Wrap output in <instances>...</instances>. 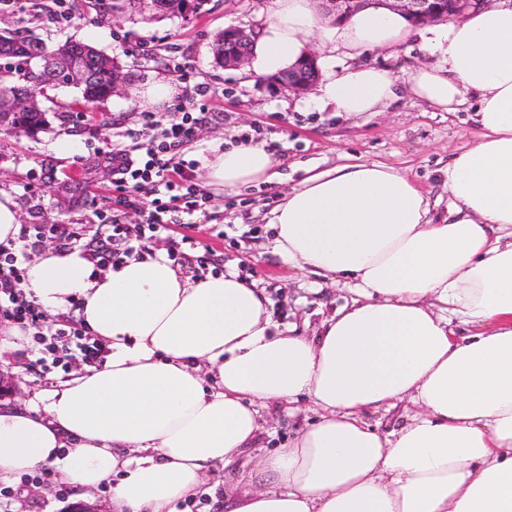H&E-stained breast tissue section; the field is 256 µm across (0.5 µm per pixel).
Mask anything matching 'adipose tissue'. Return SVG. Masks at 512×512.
Returning <instances> with one entry per match:
<instances>
[{
  "mask_svg": "<svg viewBox=\"0 0 512 512\" xmlns=\"http://www.w3.org/2000/svg\"><path fill=\"white\" fill-rule=\"evenodd\" d=\"M414 35L431 61L410 92L445 112L476 98L480 137L443 170L447 216L382 163L313 170L286 191L276 253L353 286L312 335L272 333L234 271L191 280L158 252L99 276L81 252L46 250L27 289L52 315L80 301L110 354L0 411V478L51 467L84 488L113 482L109 512H171L256 439L261 408L304 400L318 420L260 461L231 512H512V5L417 28L382 7L327 24L313 0H273L253 70L277 74L313 42L358 53ZM397 98L388 71L359 66L311 101L361 113ZM201 164L221 191L278 179L259 144L213 142ZM405 400L417 411L389 436L363 419Z\"/></svg>",
  "mask_w": 512,
  "mask_h": 512,
  "instance_id": "obj_1",
  "label": "adipose tissue"
}]
</instances>
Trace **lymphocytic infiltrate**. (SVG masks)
I'll list each match as a JSON object with an SVG mask.
<instances>
[{"instance_id":"lymphocytic-infiltrate-1","label":"lymphocytic infiltrate","mask_w":512,"mask_h":512,"mask_svg":"<svg viewBox=\"0 0 512 512\" xmlns=\"http://www.w3.org/2000/svg\"><path fill=\"white\" fill-rule=\"evenodd\" d=\"M193 89L195 99L181 119L164 126L155 113H143L141 128L129 133L128 144L116 143L108 149L106 156L112 165L119 204L138 208L144 195L150 203L137 229L113 220L109 244L91 253L95 270L143 256L151 241L172 226L189 225L194 219L207 217L211 197L195 180L196 160L185 159L183 154L197 125L206 119L209 87L198 80ZM47 239L68 248L76 244L77 234L66 224H23L14 239L0 243V315L14 321L21 330L34 331L39 345L37 363L45 375L76 359L93 363L103 356L98 343L86 341L87 330L80 319L67 314L49 320L27 297L25 264Z\"/></svg>"}]
</instances>
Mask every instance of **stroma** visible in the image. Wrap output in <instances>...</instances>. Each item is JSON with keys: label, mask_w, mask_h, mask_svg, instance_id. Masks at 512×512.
I'll list each match as a JSON object with an SVG mask.
<instances>
[{"label": "stroma", "mask_w": 512, "mask_h": 512, "mask_svg": "<svg viewBox=\"0 0 512 512\" xmlns=\"http://www.w3.org/2000/svg\"><path fill=\"white\" fill-rule=\"evenodd\" d=\"M271 5L272 0H203L182 18L155 13L144 5L116 13L108 9L97 12L88 8L87 0H76L75 17L64 27L35 12L18 18L0 15L2 32L24 29L50 48L69 38L90 43L116 58L129 76L121 93L91 109L78 89L53 91L41 102L47 125L38 134L0 132V191L15 201L20 223L70 225L80 236L76 244L80 251L108 243L112 227L102 223L98 214L111 212L117 203L112 167L101 150L107 143L125 141L128 132L140 128L141 109L135 92L147 83L166 80L174 85L173 98L157 113L164 123L179 119L192 92L185 87L181 69L170 63L171 58H178L212 90L209 118L196 129L187 158L200 159L207 155L211 142L232 136L257 133L263 143L281 146L276 156L280 183L235 193L214 192L209 207L212 224L201 223L189 231L201 243L205 264L181 268L180 273L195 278L205 271L235 270L261 288L275 331L294 326L313 334L353 293L344 283L288 267L274 252L269 219L282 191L296 186L306 168L325 169L349 157L396 167L424 191L436 214L443 215L450 196L442 170L453 154L478 140L481 130L473 120L475 98H468L456 111L443 112L408 92L413 71L429 61L414 37L356 58L339 47L318 60L325 75L354 63L389 71L400 98L380 113L349 117L332 106L311 104L309 95L270 89L251 67L227 70L217 65L214 45L224 29H261ZM65 136L76 141L74 154L56 151V142ZM219 226L225 237H217ZM35 360L31 337L6 335L0 322V368L16 376L21 408L81 368L76 362L46 376ZM262 414L265 423L253 446L230 465L210 466L197 494L175 503L174 512H230L227 489L256 469L262 455L287 445L318 418L305 403L293 408L273 403ZM6 486L12 493L0 500V512H67L73 503L104 504L112 495L111 485L80 491L57 482L49 471L35 484L18 477L1 478L0 488Z\"/></svg>", "instance_id": "obj_1"}]
</instances>
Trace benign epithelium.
Here are the masks:
<instances>
[{"instance_id":"obj_1","label":"benign epithelium","mask_w":512,"mask_h":512,"mask_svg":"<svg viewBox=\"0 0 512 512\" xmlns=\"http://www.w3.org/2000/svg\"><path fill=\"white\" fill-rule=\"evenodd\" d=\"M328 14L335 20H344L354 13L371 6H384L397 11L415 24H426L443 18H461L470 12L485 8L493 0H325ZM236 47H229L230 42ZM256 32L242 27L224 29L222 63L226 69H238L250 63ZM95 66L112 74V92L123 87L126 76L114 60L104 54L94 58ZM39 70L46 74L51 86L72 85L85 78L80 63L74 57L60 53L39 59ZM320 77L317 56L309 52L288 70L267 78L268 86L286 88L294 93L313 90ZM30 108L26 89L17 86L12 91H0V117L10 116ZM18 388L13 375L0 370V410L13 405Z\"/></svg>"}]
</instances>
